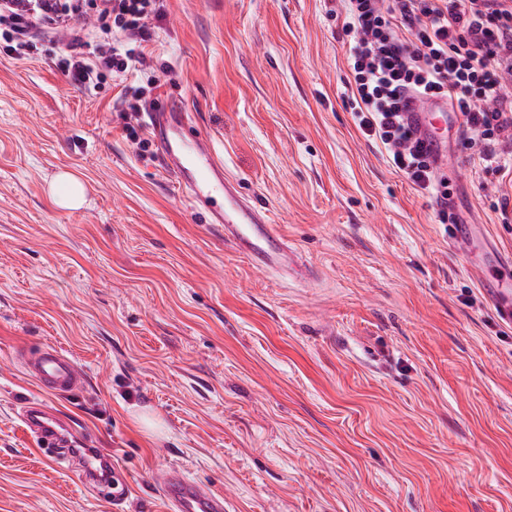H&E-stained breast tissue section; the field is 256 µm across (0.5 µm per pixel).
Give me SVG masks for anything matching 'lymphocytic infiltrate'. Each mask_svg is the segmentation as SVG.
<instances>
[{
  "label": "lymphocytic infiltrate",
  "instance_id": "f902f5d3",
  "mask_svg": "<svg viewBox=\"0 0 512 512\" xmlns=\"http://www.w3.org/2000/svg\"><path fill=\"white\" fill-rule=\"evenodd\" d=\"M350 105L361 132L419 190L447 203L450 183L408 123L411 103L443 101L462 119V145L512 176V0H341ZM160 0H0V49L26 60L48 44L70 83L93 94L135 75L148 88L156 70L145 44Z\"/></svg>",
  "mask_w": 512,
  "mask_h": 512
}]
</instances>
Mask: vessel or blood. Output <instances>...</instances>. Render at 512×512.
Listing matches in <instances>:
<instances>
[{
    "instance_id": "b4317fda",
    "label": "vessel or blood",
    "mask_w": 512,
    "mask_h": 512,
    "mask_svg": "<svg viewBox=\"0 0 512 512\" xmlns=\"http://www.w3.org/2000/svg\"><path fill=\"white\" fill-rule=\"evenodd\" d=\"M444 105L436 101L425 111L410 113L409 118L425 141H432L435 119ZM149 127L160 162L169 173L190 208L211 224L220 225L224 239L232 243L251 263L263 270L290 267L296 253L274 230L265 210L241 197L236 184L217 162L210 140L194 129L181 102L173 101L149 113ZM481 232L477 224L452 227L453 247L471 257ZM480 286L492 302L500 319L512 324V259L492 255L479 266ZM24 369L42 389L73 394L84 386V378L74 361L55 346L46 344L23 357ZM28 430L47 448H72L71 430L60 417L42 405L30 406L24 414ZM105 450L77 456L76 461L86 483L95 485L100 495L121 502L128 486L119 471L109 480L98 478L96 466L105 459ZM172 512H224V497L209 485L187 478L180 472L162 470L156 475Z\"/></svg>"
}]
</instances>
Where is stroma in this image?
<instances>
[{
    "mask_svg": "<svg viewBox=\"0 0 512 512\" xmlns=\"http://www.w3.org/2000/svg\"><path fill=\"white\" fill-rule=\"evenodd\" d=\"M335 0H165L147 45L225 174L310 281L253 266L184 202L151 136L53 53L0 54V512H113L27 431L32 402L112 452L120 512H168L155 472L225 512H512V325L448 245L435 197L358 129ZM452 204L512 254V182L448 137ZM86 186L54 205L61 171ZM85 372L42 391L23 352ZM49 191L54 203L61 208H77L85 202V186L71 172L56 175Z\"/></svg>",
    "mask_w": 512,
    "mask_h": 512,
    "instance_id": "obj_1",
    "label": "stroma"
}]
</instances>
